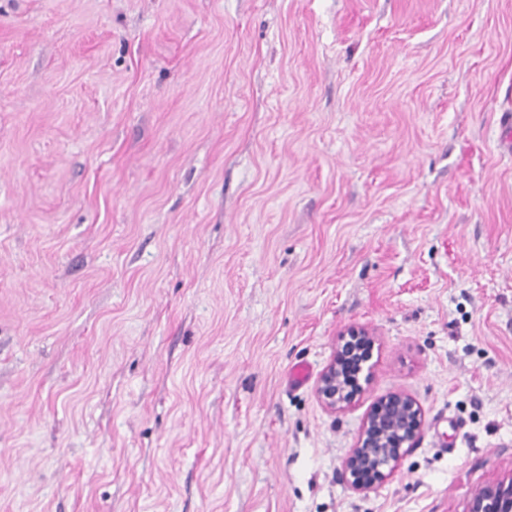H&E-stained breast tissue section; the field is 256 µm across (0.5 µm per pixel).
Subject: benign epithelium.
Instances as JSON below:
<instances>
[{"mask_svg": "<svg viewBox=\"0 0 512 512\" xmlns=\"http://www.w3.org/2000/svg\"><path fill=\"white\" fill-rule=\"evenodd\" d=\"M346 335L350 339H342L337 356L323 370L316 388L318 400L330 412L341 411L350 403V381L342 373L341 359L350 349L358 352V337H367L369 332L350 328ZM422 433V412L416 401L407 395H395L370 410L356 449L363 465L378 470V477L383 479L386 474L381 469L393 471L405 450L414 447ZM473 512H512V486L506 489L494 483L486 486L479 494Z\"/></svg>", "mask_w": 512, "mask_h": 512, "instance_id": "obj_1", "label": "benign epithelium"}]
</instances>
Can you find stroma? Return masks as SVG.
<instances>
[{
  "mask_svg": "<svg viewBox=\"0 0 512 512\" xmlns=\"http://www.w3.org/2000/svg\"><path fill=\"white\" fill-rule=\"evenodd\" d=\"M505 112L512 0H0V512H472L512 484ZM349 326L374 369L332 413ZM398 394L422 437L354 491ZM341 336H359L355 339L347 340L342 339L343 344L340 346L337 356L323 370L317 384L316 395L323 407L330 411L336 412L344 410L350 403L351 397L348 391L351 386V393L358 384H350V381L343 375V373H355L357 369V362L355 357L347 358L354 353H360L362 348H356V344L360 336L366 337V342L369 340V332L362 328H350ZM352 348L351 354L346 355L348 350ZM346 358L341 364V359ZM343 370V373H342Z\"/></svg>",
  "mask_w": 512,
  "mask_h": 512,
  "instance_id": "1",
  "label": "stroma"
}]
</instances>
